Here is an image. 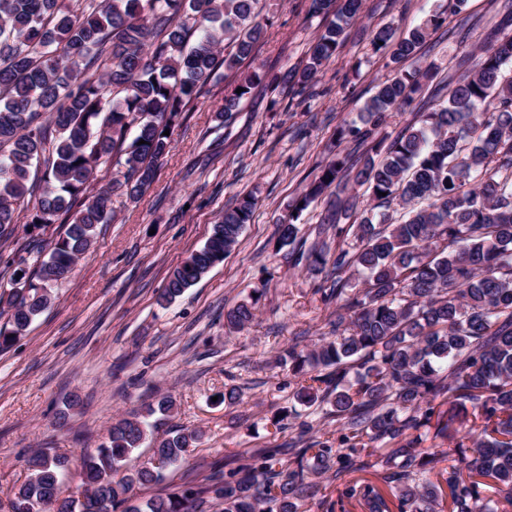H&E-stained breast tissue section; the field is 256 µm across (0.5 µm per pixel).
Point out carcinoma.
<instances>
[{"instance_id":"carcinoma-1","label":"carcinoma","mask_w":512,"mask_h":512,"mask_svg":"<svg viewBox=\"0 0 512 512\" xmlns=\"http://www.w3.org/2000/svg\"><path fill=\"white\" fill-rule=\"evenodd\" d=\"M465 0H448L406 35L377 29L373 47L389 54L392 78L365 104L362 125L346 124L337 152L296 197L277 228L288 263L325 273L316 289L340 312L331 335L311 349L290 345L277 362L309 381L297 399L328 404L337 446L298 435L284 448H256L248 463L216 462L202 483L135 497L137 486L164 481L185 463L196 430L170 429L176 410L162 394L142 414L121 417L104 441L83 453L81 495L64 490L68 459L33 451L28 480L13 491L11 512H297L315 495L311 476L342 481L372 469L380 484L347 487L364 512H502L512 506V34L456 61L464 72L449 97H434L391 141L381 136L390 113L414 101L427 71L418 51L429 29ZM259 0H0V240L67 219L47 258L5 261L9 293L0 294V350L10 347L54 296L112 220V196L138 202L169 151L172 129L219 70L233 73L265 36ZM363 0H311L310 12L333 19L310 44L299 69L281 76L254 71L224 95L228 118L252 87L312 85L336 57ZM134 137H129L131 130ZM124 157V172L92 187L96 168ZM353 184L362 194L332 186ZM326 200L318 234L336 248L304 249L296 224ZM256 197H238L211 227L202 248L170 270L159 301L168 302L224 261L253 218ZM352 223L342 224L341 219ZM353 241H348V237ZM254 303L224 315L241 331ZM462 434L454 451L432 438ZM151 454L129 467L144 445ZM458 464H440L451 456ZM434 472L438 480L422 478ZM499 498L484 494L487 481Z\"/></svg>"}]
</instances>
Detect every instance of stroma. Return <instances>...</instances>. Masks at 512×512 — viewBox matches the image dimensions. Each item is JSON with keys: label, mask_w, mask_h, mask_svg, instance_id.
Wrapping results in <instances>:
<instances>
[{"label": "stroma", "mask_w": 512, "mask_h": 512, "mask_svg": "<svg viewBox=\"0 0 512 512\" xmlns=\"http://www.w3.org/2000/svg\"><path fill=\"white\" fill-rule=\"evenodd\" d=\"M310 0H260L266 36L242 73L282 74L300 66L310 42L328 24ZM439 0H365L334 59L307 89L259 85L230 121L218 120L226 80L208 84L170 136L156 180L138 202L112 199L114 217L99 225L94 246L54 288L53 304L7 350L0 351V512L29 475L23 458L41 449L79 463L97 447L113 418L143 410L158 394L177 405L174 425L201 439L187 464L137 498L202 482L215 460L287 443L307 431L336 441L325 406L299 405L301 383L276 362L295 343L305 348L330 330L335 304L316 289L322 273L290 267L274 245L296 194L330 157L335 132L355 120L379 81L395 71L372 39L380 26L405 35L438 11ZM499 21L494 0H466L447 14L420 51L437 73L418 101L444 83L456 55L483 43ZM255 192L253 219L236 247L198 283L158 304L168 272L202 247L210 227L239 194ZM262 291L256 318L230 333L224 313ZM236 388L233 406L216 393ZM287 413L289 429L275 420Z\"/></svg>", "instance_id": "35a3bbf8"}]
</instances>
